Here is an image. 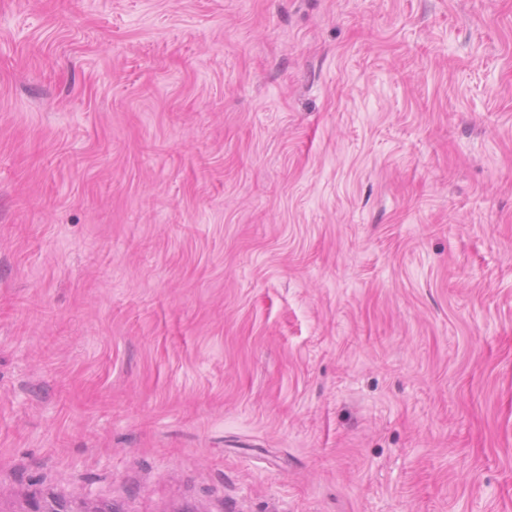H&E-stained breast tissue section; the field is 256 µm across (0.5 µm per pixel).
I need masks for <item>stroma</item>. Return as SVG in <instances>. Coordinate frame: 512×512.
I'll list each match as a JSON object with an SVG mask.
<instances>
[{
	"instance_id": "35a3bbf8",
	"label": "stroma",
	"mask_w": 512,
	"mask_h": 512,
	"mask_svg": "<svg viewBox=\"0 0 512 512\" xmlns=\"http://www.w3.org/2000/svg\"><path fill=\"white\" fill-rule=\"evenodd\" d=\"M512 512V0H0V512Z\"/></svg>"
}]
</instances>
